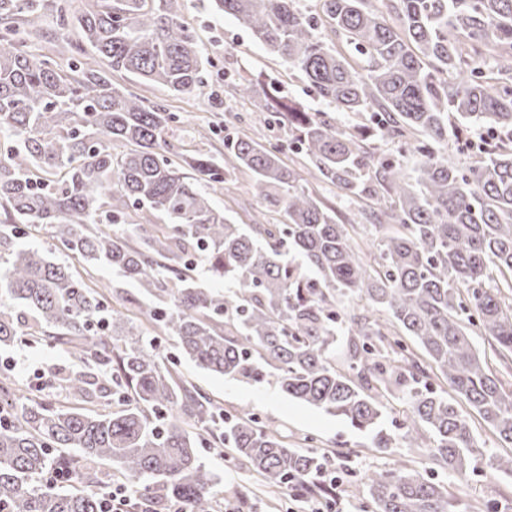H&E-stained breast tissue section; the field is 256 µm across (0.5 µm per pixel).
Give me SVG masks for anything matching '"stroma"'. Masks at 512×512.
Listing matches in <instances>:
<instances>
[{"label":"stroma","instance_id":"1","mask_svg":"<svg viewBox=\"0 0 512 512\" xmlns=\"http://www.w3.org/2000/svg\"><path fill=\"white\" fill-rule=\"evenodd\" d=\"M180 15L210 59L202 74L200 92L178 95L164 85L123 72L113 73V83L135 91L147 102L164 105L177 113L182 119L177 136L188 151L212 153L223 149L224 135L238 130L246 131L261 144L283 145L284 164L295 168L310 187L316 188L321 200L334 209L337 223H356L357 209L371 208V201H364L359 207L349 204L335 187L313 179L305 156L298 150L288 149L287 129L268 124L260 116L255 101L236 93L234 81L244 75L275 82L289 98L303 102L309 111L323 113L331 121L337 118L335 108L320 101L299 72L257 43L234 17L217 13L210 0H181ZM215 122L222 127L221 135L207 131L209 124ZM252 182L253 175L248 169L234 163L225 165L224 185L211 190V201L238 224L282 222L281 207L253 197ZM2 360L11 366L9 375L15 387L39 385L44 393L54 396L61 393L57 370L78 372L82 369L64 349L43 342L20 343L1 349ZM180 369L189 381L223 408L225 414L235 415L241 409H249L260 421L276 425L292 447L335 451L336 474L348 488L341 502L347 512H366L368 508L366 493L359 482L365 469H385L394 461L403 460L418 471L437 477L442 474L429 449L378 450L370 434L355 430L318 408L288 398L276 383L255 385L226 378L201 370L187 359L182 360ZM200 456L217 476L214 493L218 499L230 501L236 495L245 494L255 500L252 512H306V505L296 501L288 491L267 495L260 478L234 459L231 449L205 448ZM448 492L473 505L508 506L512 504V477L481 469L468 476L449 478Z\"/></svg>","mask_w":512,"mask_h":512}]
</instances>
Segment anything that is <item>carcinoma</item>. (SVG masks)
<instances>
[{"label":"carcinoma","mask_w":512,"mask_h":512,"mask_svg":"<svg viewBox=\"0 0 512 512\" xmlns=\"http://www.w3.org/2000/svg\"><path fill=\"white\" fill-rule=\"evenodd\" d=\"M270 52L302 72L341 112H370L358 129L331 123L281 95L242 80L268 121L288 128L320 179L352 200L378 194L370 213L377 258L352 244L346 225L285 166L280 150L246 132L224 138L228 157L253 173L255 196L282 205V224H234L208 189L224 184V158L179 151L169 140L179 116L112 83L133 74L192 94L210 60L179 20L178 0H90L80 13L57 6L75 30L67 67L37 53L28 18L41 0H0V347L23 336L68 345L96 373L62 377L68 402L16 395L0 381V512H101L87 487L130 486L136 512L170 502L213 512L214 476L197 449L230 448L266 488L309 498L323 491L327 450H299L244 411L228 417L193 383L180 359L163 357L143 322L109 305L142 307L146 321L177 340L203 369L255 384L272 380L289 397L372 435L430 448L447 472L484 461L512 475V453L486 455L459 410L465 401L512 446V86L493 89L475 65L479 48L512 72V0H322L334 34L367 66L313 35L294 0H214ZM458 132L487 126L476 157L459 167L442 150L448 113ZM385 138L420 156L415 179L400 163L371 164L366 142ZM140 214L131 243L109 226ZM159 213L167 223L152 224ZM46 243L103 264L136 284L139 296L87 286L46 251L22 248V225ZM293 252L301 258L294 265ZM226 289L202 288L198 262ZM364 300L381 320L347 315ZM489 338L493 371L472 337ZM351 337L346 368L336 344ZM411 338L423 354L410 348ZM439 375L449 390L436 391ZM407 397L401 436L387 427L384 398ZM88 404H117L96 411ZM368 512H468L444 484L406 463L369 470Z\"/></svg>","instance_id":"1"}]
</instances>
